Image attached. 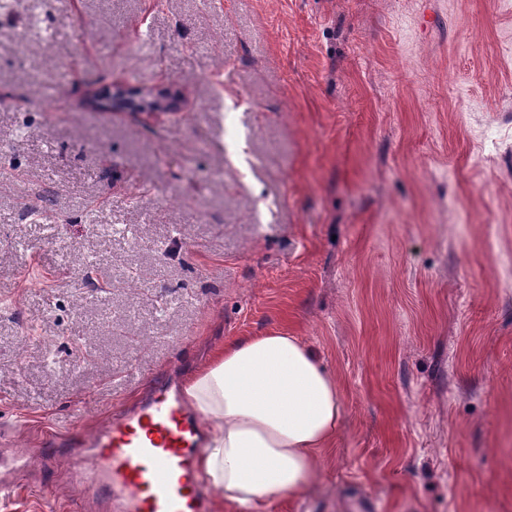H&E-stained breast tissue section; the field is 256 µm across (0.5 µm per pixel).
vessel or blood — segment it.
I'll return each mask as SVG.
<instances>
[{"label":"vessel or blood","instance_id":"obj_1","mask_svg":"<svg viewBox=\"0 0 512 512\" xmlns=\"http://www.w3.org/2000/svg\"><path fill=\"white\" fill-rule=\"evenodd\" d=\"M89 446L90 465L79 479L114 512H208L195 467L204 446L201 422L176 386H157L141 408L95 432Z\"/></svg>","mask_w":512,"mask_h":512}]
</instances>
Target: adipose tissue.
I'll return each instance as SVG.
<instances>
[{"label": "adipose tissue", "instance_id": "ef3b65f1", "mask_svg": "<svg viewBox=\"0 0 512 512\" xmlns=\"http://www.w3.org/2000/svg\"><path fill=\"white\" fill-rule=\"evenodd\" d=\"M208 425L198 458L207 485L246 512L316 483V454L336 436L338 384L298 337L270 332L214 352L184 384Z\"/></svg>", "mask_w": 512, "mask_h": 512}]
</instances>
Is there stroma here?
<instances>
[{
  "label": "stroma",
  "instance_id": "1",
  "mask_svg": "<svg viewBox=\"0 0 512 512\" xmlns=\"http://www.w3.org/2000/svg\"><path fill=\"white\" fill-rule=\"evenodd\" d=\"M1 142L0 512H108L45 435L273 331L343 414L269 512H512V0H0Z\"/></svg>",
  "mask_w": 512,
  "mask_h": 512
}]
</instances>
